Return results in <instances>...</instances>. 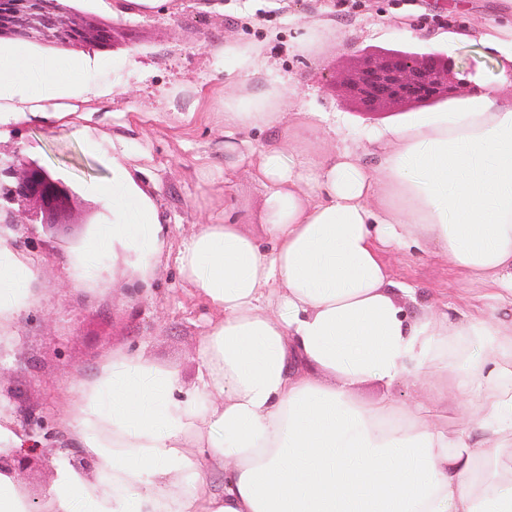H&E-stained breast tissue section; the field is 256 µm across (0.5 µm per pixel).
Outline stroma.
Here are the masks:
<instances>
[{
    "instance_id": "1",
    "label": "stroma",
    "mask_w": 512,
    "mask_h": 512,
    "mask_svg": "<svg viewBox=\"0 0 512 512\" xmlns=\"http://www.w3.org/2000/svg\"><path fill=\"white\" fill-rule=\"evenodd\" d=\"M65 2L87 23L112 28L98 54L115 67L95 76L110 93L81 103L82 117L72 124L1 122L0 151L22 147L64 179L78 195L73 223L89 221L93 232L112 222V209L97 191L111 176L104 159L126 151L128 170L155 202L168 235L162 252L145 261L121 248L88 260L83 247L64 238L47 252L36 244L15 249L33 271V301L0 323V426L20 438L29 425L16 412L13 390L38 416L55 420L59 411L72 409L74 386L91 381L100 364L120 352L144 353L157 367L176 372L184 388L197 387L198 348L223 318L178 273V253L197 226L229 216L262 235L265 191L249 174L259 154L284 152L294 143L310 158L325 144L375 170L388 142L384 128L406 114L398 107L356 111L336 97L334 72H355L367 51L438 53L471 66L465 97L490 83L512 101V63L485 47L490 18L511 12L512 0H424L419 9L407 0H371L370 16L342 18L328 15L325 0H175L171 11L142 17L111 14L93 0ZM441 15L448 25L438 24ZM228 42L261 48L252 89L277 82L289 90L287 128L241 130L233 152L224 148ZM314 112L319 143L307 140ZM90 141L96 151L87 149ZM382 259L392 282L415 288L414 297L398 298L411 316L443 308L452 318L493 314L504 333H512V306L495 304L493 282L451 266L433 240L418 249H388ZM427 394L409 382H369L354 392L365 404L395 405ZM68 444L61 452L57 440L44 441L42 461L23 482L28 498L44 499L57 471L84 457L77 436Z\"/></svg>"
}]
</instances>
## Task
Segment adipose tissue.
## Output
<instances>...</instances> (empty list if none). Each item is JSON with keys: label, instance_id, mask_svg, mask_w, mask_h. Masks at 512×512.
<instances>
[{"label": "adipose tissue", "instance_id": "ef3b65f1", "mask_svg": "<svg viewBox=\"0 0 512 512\" xmlns=\"http://www.w3.org/2000/svg\"><path fill=\"white\" fill-rule=\"evenodd\" d=\"M257 49L226 46L233 91L224 134L287 127L285 86L248 89ZM111 61L0 45V116L63 120ZM379 172L355 157L268 153L265 239L225 219L180 251V276L224 312L199 348V386L141 356L114 355L75 390L70 415L94 478L58 472L44 512H512V336L497 316L419 318L397 304L382 247L438 241L449 263L490 275L512 302V103L494 87L456 111L417 113L390 131ZM113 152L100 193L112 222L88 242L160 253L154 201ZM31 269L0 257V321L30 300ZM479 342L478 353L469 346ZM301 359L313 375L290 373ZM409 379L435 395L363 405L354 388ZM459 404L455 431L434 421L437 395ZM497 444L476 446V432ZM224 470L214 492L203 461Z\"/></svg>", "mask_w": 512, "mask_h": 512}]
</instances>
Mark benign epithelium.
<instances>
[{
	"mask_svg": "<svg viewBox=\"0 0 512 512\" xmlns=\"http://www.w3.org/2000/svg\"><path fill=\"white\" fill-rule=\"evenodd\" d=\"M63 0H0V39L37 45H56L75 50L102 48L108 32L91 36L87 30L66 16ZM455 62L434 57L420 59L410 53L391 51L366 59L355 74H336V91L354 95L353 86L365 89L359 100L360 111L373 113L384 101L403 103L430 98L456 99L467 80L454 73ZM77 194L63 179L54 176L16 147L0 156V245L14 246L19 235L43 226L49 238L71 224L69 216ZM42 444L34 435L8 456L0 454V471L23 479L30 460L40 454Z\"/></svg>",
	"mask_w": 512,
	"mask_h": 512,
	"instance_id": "obj_1",
	"label": "benign epithelium"
}]
</instances>
